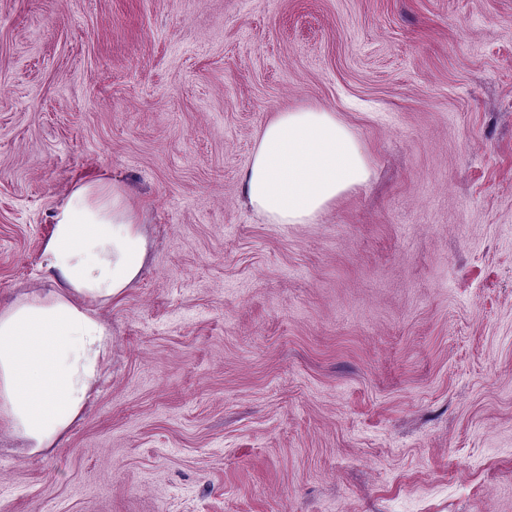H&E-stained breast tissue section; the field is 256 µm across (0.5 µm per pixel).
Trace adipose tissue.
<instances>
[{"instance_id":"obj_1","label":"adipose tissue","mask_w":512,"mask_h":512,"mask_svg":"<svg viewBox=\"0 0 512 512\" xmlns=\"http://www.w3.org/2000/svg\"><path fill=\"white\" fill-rule=\"evenodd\" d=\"M370 176L335 113L285 110L256 138L244 194L270 223L311 224ZM148 250L140 214L116 181L78 182L57 205L41 256L52 288L0 308V425L28 454L60 445L94 401L112 352L100 309L138 280Z\"/></svg>"}]
</instances>
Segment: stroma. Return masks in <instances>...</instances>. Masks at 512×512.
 <instances>
[{
    "instance_id": "35a3bbf8",
    "label": "stroma",
    "mask_w": 512,
    "mask_h": 512,
    "mask_svg": "<svg viewBox=\"0 0 512 512\" xmlns=\"http://www.w3.org/2000/svg\"><path fill=\"white\" fill-rule=\"evenodd\" d=\"M316 105L371 177L268 223L257 134ZM103 175L149 255L0 512H512V0H0L1 305Z\"/></svg>"
}]
</instances>
